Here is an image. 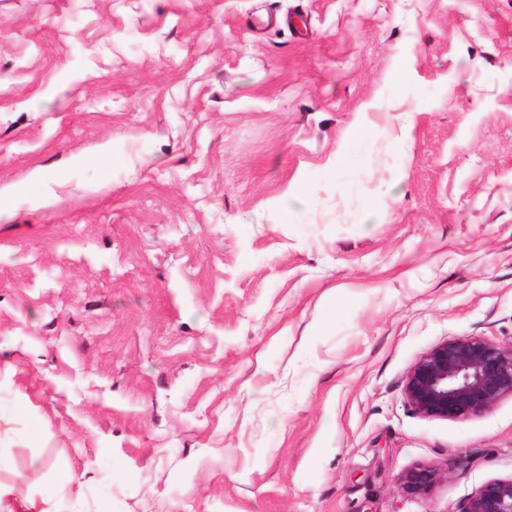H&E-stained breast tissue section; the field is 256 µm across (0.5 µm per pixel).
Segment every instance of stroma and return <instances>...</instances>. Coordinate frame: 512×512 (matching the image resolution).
Masks as SVG:
<instances>
[{"mask_svg": "<svg viewBox=\"0 0 512 512\" xmlns=\"http://www.w3.org/2000/svg\"><path fill=\"white\" fill-rule=\"evenodd\" d=\"M467 335L512 345V0H0L16 501L71 468L59 512H459L512 398L404 380ZM442 471L435 466H416L408 469L399 478L404 491L412 496L426 497L441 480Z\"/></svg>", "mask_w": 512, "mask_h": 512, "instance_id": "35a3bbf8", "label": "stroma"}]
</instances>
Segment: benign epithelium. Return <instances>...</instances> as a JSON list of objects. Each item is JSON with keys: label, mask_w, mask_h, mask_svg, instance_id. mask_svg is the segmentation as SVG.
I'll return each mask as SVG.
<instances>
[{"label": "benign epithelium", "mask_w": 512, "mask_h": 512, "mask_svg": "<svg viewBox=\"0 0 512 512\" xmlns=\"http://www.w3.org/2000/svg\"><path fill=\"white\" fill-rule=\"evenodd\" d=\"M405 395L428 418L463 420L512 397V346L482 336H454L422 354L408 371ZM435 466H416L399 478L404 491L425 497L441 480ZM460 512H512V479H492L464 502Z\"/></svg>", "instance_id": "1"}]
</instances>
